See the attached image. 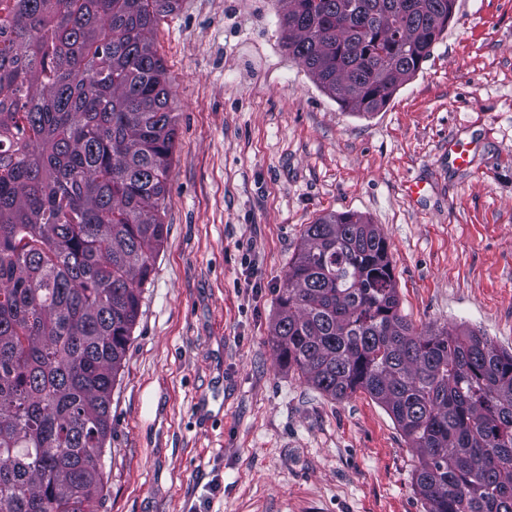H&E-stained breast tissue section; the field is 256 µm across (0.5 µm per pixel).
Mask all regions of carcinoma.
Wrapping results in <instances>:
<instances>
[{
  "instance_id": "carcinoma-1",
  "label": "carcinoma",
  "mask_w": 512,
  "mask_h": 512,
  "mask_svg": "<svg viewBox=\"0 0 512 512\" xmlns=\"http://www.w3.org/2000/svg\"><path fill=\"white\" fill-rule=\"evenodd\" d=\"M176 0H0V512H97L112 390L164 241L175 148L151 32ZM456 0H286L288 55L342 109L383 110ZM279 362L382 404L426 512H512V353L400 313L357 212L307 225L272 328Z\"/></svg>"
}]
</instances>
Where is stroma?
Segmentation results:
<instances>
[{
	"label": "stroma",
	"mask_w": 512,
	"mask_h": 512,
	"mask_svg": "<svg viewBox=\"0 0 512 512\" xmlns=\"http://www.w3.org/2000/svg\"><path fill=\"white\" fill-rule=\"evenodd\" d=\"M283 11L178 0L152 32L176 140L99 512H425L386 409L362 391L331 399L276 358L278 292L326 213L379 225L416 327L512 352V0H457L430 58L370 117L289 56Z\"/></svg>",
	"instance_id": "obj_1"
}]
</instances>
